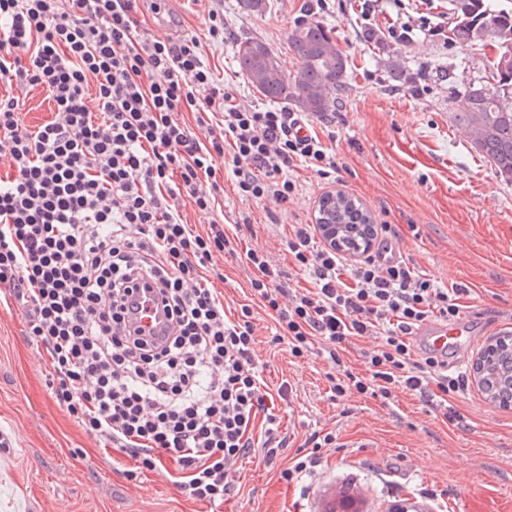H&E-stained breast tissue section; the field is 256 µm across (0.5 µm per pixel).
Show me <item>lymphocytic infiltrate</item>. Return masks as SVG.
<instances>
[{
	"label": "lymphocytic infiltrate",
	"mask_w": 512,
	"mask_h": 512,
	"mask_svg": "<svg viewBox=\"0 0 512 512\" xmlns=\"http://www.w3.org/2000/svg\"><path fill=\"white\" fill-rule=\"evenodd\" d=\"M141 12L140 0H0V84L42 88L52 105L32 127L24 100L0 97V286L51 357L57 405L135 460L129 478L166 458L192 499L214 504L256 426L267 458L282 443L253 359V311L228 318L210 286L213 254L234 253L237 236L216 219L198 231L182 208H218L224 154L240 199L281 205L299 188L296 165L325 178L336 161L317 134L299 136L297 113L241 107L197 38H149ZM283 240L289 267L259 248L244 255L272 343L300 358L318 339L334 360L351 338L382 339L367 375L343 370L334 394L403 388L429 403L463 387L442 357H414L410 344L429 315L458 316L459 289L379 251L347 264L311 224ZM292 269L309 286L290 287ZM150 293L166 318L158 343L133 322Z\"/></svg>",
	"instance_id": "obj_1"
}]
</instances>
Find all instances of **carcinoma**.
I'll return each mask as SVG.
<instances>
[{
  "mask_svg": "<svg viewBox=\"0 0 512 512\" xmlns=\"http://www.w3.org/2000/svg\"><path fill=\"white\" fill-rule=\"evenodd\" d=\"M451 5L449 41L486 42L491 33L512 41V5H500L497 0H451ZM287 42L299 63L293 75H288L279 56L274 64L262 66L257 50L270 52L272 48L258 39L236 43L239 70L272 103L292 102L314 115L335 111L348 88L351 66L338 48L333 29L307 14L287 34ZM452 120L464 128L471 147L494 167L498 177L512 183V67L499 72L493 84L485 80L469 84ZM318 213L324 214L328 224H350L356 229L369 219L358 199L340 207L331 203L328 194L319 201Z\"/></svg>",
  "mask_w": 512,
  "mask_h": 512,
  "instance_id": "carcinoma-1",
  "label": "carcinoma"
}]
</instances>
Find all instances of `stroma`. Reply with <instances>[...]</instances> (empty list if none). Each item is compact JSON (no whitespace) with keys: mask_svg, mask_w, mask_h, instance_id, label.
<instances>
[{"mask_svg":"<svg viewBox=\"0 0 512 512\" xmlns=\"http://www.w3.org/2000/svg\"><path fill=\"white\" fill-rule=\"evenodd\" d=\"M224 14V41L210 42L208 14ZM333 28L351 62L349 90L335 111L309 116L336 156V171L321 178L298 170L293 200L274 213L241 200L228 164L224 201L214 215L186 209L190 224L211 219L237 224L248 217L240 253L216 256L224 273L214 286L225 309L250 303L243 251L268 248L276 263L285 251L275 225L311 224L319 197L341 191L360 199L375 224L390 225L392 247L442 288H460L482 341L512 334V184L496 176L450 120L470 83L485 80L489 49L480 42L459 47L431 36L424 21L447 26L448 0H269L262 14L242 13L237 0H168L165 12L146 13L156 38L193 35L212 66L242 104L265 99L240 72L237 41L261 39L282 57L288 72L298 62L287 34L305 12ZM411 30L397 42L390 22ZM408 80L393 86L390 62ZM254 359L277 399L285 446L266 461L252 451L238 463L232 487L216 512H512V408L490 402L476 386L450 394L455 419L418 396L397 390L386 401L368 394L330 392L335 366L323 342L302 358L271 341L273 322L255 308ZM50 357L26 334L18 303L0 305V512H215L177 483L174 463L129 479L132 459L106 448L60 409L50 395ZM333 432L336 445L321 451L319 466L291 484L277 473L311 434Z\"/></svg>","mask_w":512,"mask_h":512,"instance_id":"1","label":"stroma"}]
</instances>
